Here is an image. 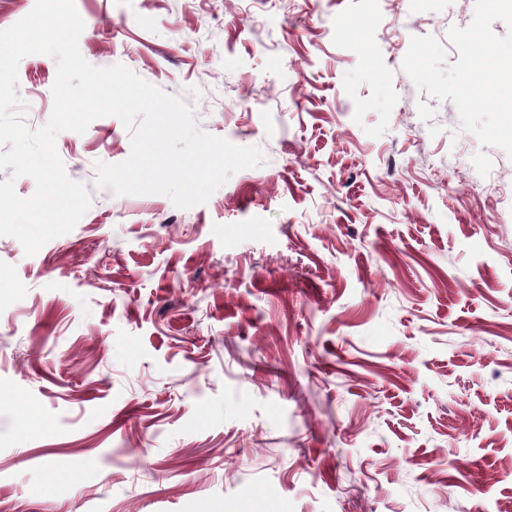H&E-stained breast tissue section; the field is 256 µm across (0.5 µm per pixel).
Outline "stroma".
Listing matches in <instances>:
<instances>
[{
  "mask_svg": "<svg viewBox=\"0 0 512 512\" xmlns=\"http://www.w3.org/2000/svg\"><path fill=\"white\" fill-rule=\"evenodd\" d=\"M78 44L260 148L206 204L0 236V512H512V115L487 0H75ZM56 61L12 114L44 126Z\"/></svg>",
  "mask_w": 512,
  "mask_h": 512,
  "instance_id": "obj_1",
  "label": "stroma"
}]
</instances>
